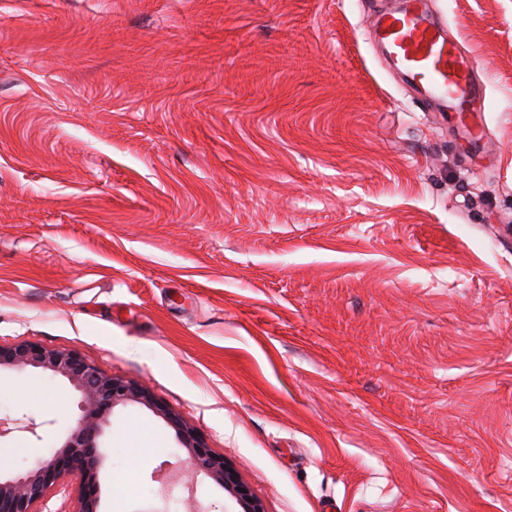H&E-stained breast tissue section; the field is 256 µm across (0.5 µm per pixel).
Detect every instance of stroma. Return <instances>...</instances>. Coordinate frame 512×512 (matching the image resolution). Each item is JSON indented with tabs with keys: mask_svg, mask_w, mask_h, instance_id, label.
I'll use <instances>...</instances> for the list:
<instances>
[{
	"mask_svg": "<svg viewBox=\"0 0 512 512\" xmlns=\"http://www.w3.org/2000/svg\"><path fill=\"white\" fill-rule=\"evenodd\" d=\"M397 0H0V343L191 418L265 512H512V0H432L484 149L370 41ZM62 380L0 374V467ZM101 512H241L114 410Z\"/></svg>",
	"mask_w": 512,
	"mask_h": 512,
	"instance_id": "stroma-1",
	"label": "stroma"
}]
</instances>
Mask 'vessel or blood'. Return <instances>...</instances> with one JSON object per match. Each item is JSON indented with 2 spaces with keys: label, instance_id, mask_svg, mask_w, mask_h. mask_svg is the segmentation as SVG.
Wrapping results in <instances>:
<instances>
[{
  "label": "vessel or blood",
  "instance_id": "b4317fda",
  "mask_svg": "<svg viewBox=\"0 0 512 512\" xmlns=\"http://www.w3.org/2000/svg\"><path fill=\"white\" fill-rule=\"evenodd\" d=\"M373 35L390 65L421 84L430 105L461 119L487 111L474 58L433 16L428 0H404L401 7L378 13Z\"/></svg>",
  "mask_w": 512,
  "mask_h": 512
}]
</instances>
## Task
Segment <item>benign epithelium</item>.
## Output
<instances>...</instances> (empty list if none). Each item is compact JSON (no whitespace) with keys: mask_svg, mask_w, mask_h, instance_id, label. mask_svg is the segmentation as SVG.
<instances>
[{"mask_svg":"<svg viewBox=\"0 0 512 512\" xmlns=\"http://www.w3.org/2000/svg\"><path fill=\"white\" fill-rule=\"evenodd\" d=\"M28 369H39L52 379L67 381L79 395L81 414L52 458L21 473L0 469V512H36L34 506L45 501L52 487L63 496H70L71 489L62 475L64 469L79 480L75 512H98V497L90 495L89 488L97 485L100 473L109 465V454L100 439L112 427L114 408L132 403L159 414L173 428L180 448L186 453L183 463L193 474L219 484L242 512H265L259 499L250 492H242L246 485L236 471L207 446L191 421L159 404L144 384L108 376L71 351L50 350L28 342L0 345V372ZM40 427L33 417L0 418V437L14 430L36 437Z\"/></svg>","mask_w":512,"mask_h":512,"instance_id":"benign-epithelium-1","label":"benign epithelium"}]
</instances>
